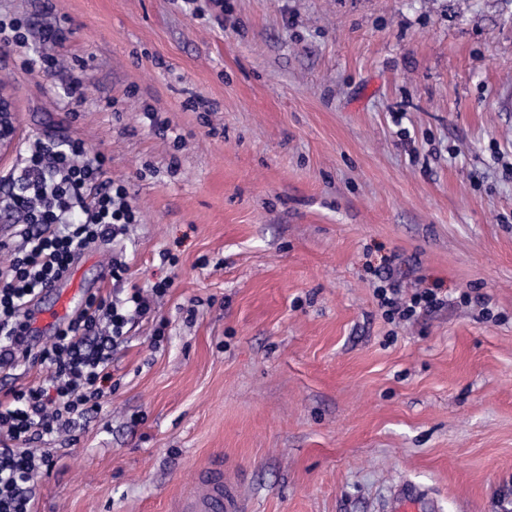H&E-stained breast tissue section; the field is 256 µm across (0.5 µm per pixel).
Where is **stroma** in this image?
I'll return each instance as SVG.
<instances>
[{
  "mask_svg": "<svg viewBox=\"0 0 512 512\" xmlns=\"http://www.w3.org/2000/svg\"><path fill=\"white\" fill-rule=\"evenodd\" d=\"M44 1L0 18L35 48L67 19L85 100L0 53L20 137L104 151L141 216L131 282L173 285L35 512H174L219 460L249 512H384L405 480L512 512V0ZM111 255L75 262L85 293ZM394 256L447 306L388 323Z\"/></svg>",
  "mask_w": 512,
  "mask_h": 512,
  "instance_id": "stroma-1",
  "label": "stroma"
}]
</instances>
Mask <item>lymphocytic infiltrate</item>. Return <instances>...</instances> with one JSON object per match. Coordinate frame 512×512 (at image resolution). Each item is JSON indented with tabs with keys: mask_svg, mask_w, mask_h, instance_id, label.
<instances>
[{
	"mask_svg": "<svg viewBox=\"0 0 512 512\" xmlns=\"http://www.w3.org/2000/svg\"><path fill=\"white\" fill-rule=\"evenodd\" d=\"M21 19H0V52L21 50L20 70L55 76L58 56L26 53ZM0 197V211L18 217L14 239L0 241V372L39 367L40 384L13 387L0 395V512H34L32 481L51 474L56 461L44 444L75 437L112 394V355L136 322L153 320L155 302L171 286L128 283L127 263L113 257L112 291L90 295L85 306L54 332L45 346L26 334L30 308L44 285L65 278L76 259L98 241L120 246L139 214L125 182L109 175V157L88 151L82 140L31 138ZM374 296L388 322L408 321L443 307L436 288L405 291L392 272L379 275Z\"/></svg>",
	"mask_w": 512,
	"mask_h": 512,
	"instance_id": "lymphocytic-infiltrate-1",
	"label": "lymphocytic infiltrate"
}]
</instances>
